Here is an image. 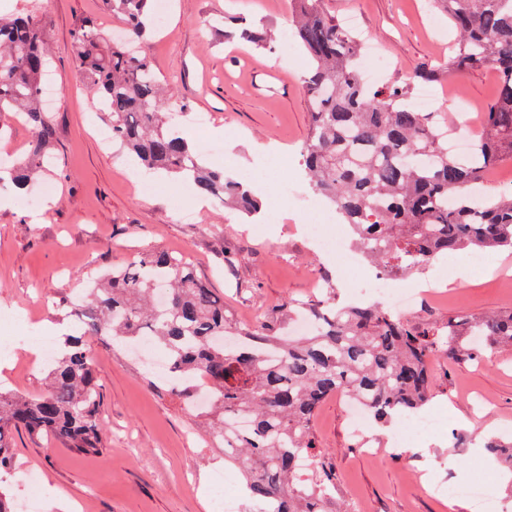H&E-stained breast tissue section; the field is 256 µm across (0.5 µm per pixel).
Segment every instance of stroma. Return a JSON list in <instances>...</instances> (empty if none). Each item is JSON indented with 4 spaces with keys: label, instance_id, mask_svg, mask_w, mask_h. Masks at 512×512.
<instances>
[{
    "label": "stroma",
    "instance_id": "35a3bbf8",
    "mask_svg": "<svg viewBox=\"0 0 512 512\" xmlns=\"http://www.w3.org/2000/svg\"><path fill=\"white\" fill-rule=\"evenodd\" d=\"M326 4L339 21L355 18L358 31L384 51L389 67L378 80L384 87L418 93L416 71L448 58L456 38L447 14L428 0ZM0 8L35 10L46 19L55 126L54 164L44 175L54 186L49 202L29 207L12 186L0 184V310L18 318L1 332L71 331L70 302L84 299L114 265L154 249L185 256L240 327L257 315L272 329L286 328L293 320L289 302L323 298L330 285L337 302L349 300L369 265L337 274L335 254L301 230L328 204L299 177L309 131L302 83L308 60L301 50H281L291 33L292 0H171L165 24L149 32L144 45L169 82L189 140L214 146L202 162L235 177L255 172L248 186L264 207L277 208L274 224L239 216L214 199L197 208L188 183L164 175L152 178L157 192L141 194V170L119 144L100 143L95 130L104 118L91 105V89L77 79L68 48L74 30L87 22L121 33L103 0H0ZM259 24L274 34L270 49L224 39L225 26ZM496 86L488 68L457 75L434 84L437 109L448 124L479 139ZM197 115L206 117L207 127L195 126ZM282 183L295 187L303 202L278 195ZM492 265L479 275L459 268L451 282L448 260L440 257L392 286L438 284L439 295L410 314L413 323L441 326L455 314L510 311L512 254L493 253ZM89 344L103 393L105 446L76 456L52 439L14 434L19 468L0 479L12 499L24 498V477L32 471L43 489L41 512H65L69 501L76 512H222L223 492L213 477L225 468L224 450L209 435L204 413L185 400L182 384L165 380L138 348L112 347L94 336ZM9 364L14 377L0 388L33 396L47 387L48 368L34 369L24 351ZM428 365L435 387L426 408L440 414L444 429L411 447H393L389 424L373 426L366 443L357 442L343 397L320 407L315 430L336 466L345 505L359 504L363 512H473L468 502L439 500L428 486L475 478L512 501V479L484 448L487 438L512 436V352L489 350L466 362L434 354Z\"/></svg>",
    "mask_w": 512,
    "mask_h": 512
}]
</instances>
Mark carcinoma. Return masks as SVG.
<instances>
[{
    "mask_svg": "<svg viewBox=\"0 0 512 512\" xmlns=\"http://www.w3.org/2000/svg\"><path fill=\"white\" fill-rule=\"evenodd\" d=\"M124 23L116 41L90 24L74 32L69 52L93 107L112 140L142 167L181 176L198 194L233 204L251 217L260 200L222 171L201 164L167 105L163 80L140 44L153 25L154 0H105ZM457 31L448 63L427 64L416 77L433 83L480 66L498 76L484 133L472 156L448 150L450 129L439 113L409 103V88L371 90L359 72L361 39L343 27L324 0H297L291 36L311 56L304 77L309 133L301 149L312 190L326 198L355 243L389 277L414 274L440 254L458 250L512 252V190L476 200L489 170L512 158V0H430ZM46 24L36 12L0 17V113L14 112L31 139L11 180L28 188L48 163L53 119L39 102L50 65ZM455 204L448 205V199ZM166 290L164 303L157 289ZM314 316L315 335L282 339L264 322L236 329L240 349L224 348L232 320L183 258L152 250L95 281L88 302L71 306L78 334L66 337L38 396L0 390V472L15 469L12 434L51 437L75 454L104 448L101 391L89 336L123 343L149 337L173 372L211 389L219 413L214 438L224 455L244 461L247 495L279 512H348L338 500L336 468L313 429L322 403L338 394L361 396L376 421L420 409L434 385L433 353L476 359L487 348H512V311L456 315L442 327L416 326L376 305L336 306L335 291L296 304ZM512 471V442H486Z\"/></svg>",
    "mask_w": 512,
    "mask_h": 512,
    "instance_id": "cac0c4a2",
    "label": "carcinoma"
}]
</instances>
